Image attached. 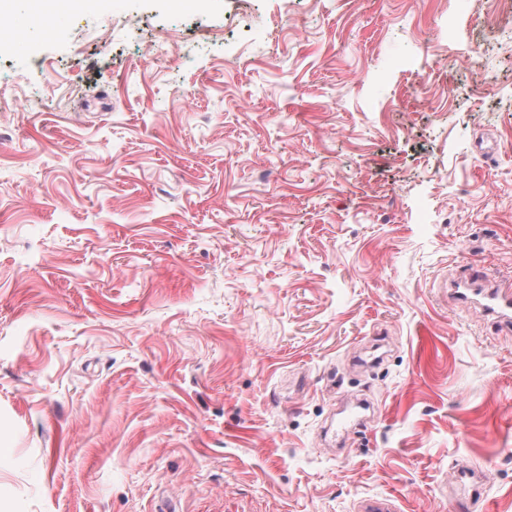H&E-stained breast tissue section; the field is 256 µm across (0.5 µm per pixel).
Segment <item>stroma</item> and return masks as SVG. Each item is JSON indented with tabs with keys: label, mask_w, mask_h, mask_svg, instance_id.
<instances>
[{
	"label": "stroma",
	"mask_w": 512,
	"mask_h": 512,
	"mask_svg": "<svg viewBox=\"0 0 512 512\" xmlns=\"http://www.w3.org/2000/svg\"><path fill=\"white\" fill-rule=\"evenodd\" d=\"M12 97L0 512H512V0H115ZM451 292L457 302L479 310L486 318L512 324V284L505 288L468 279L452 285Z\"/></svg>",
	"instance_id": "stroma-1"
}]
</instances>
